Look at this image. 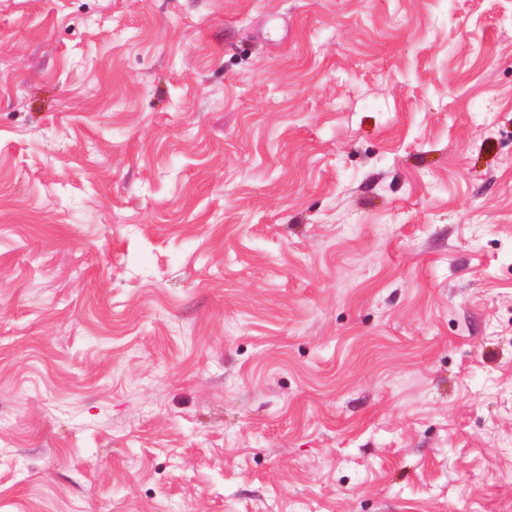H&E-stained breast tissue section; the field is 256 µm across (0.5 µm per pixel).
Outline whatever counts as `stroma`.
Returning a JSON list of instances; mask_svg holds the SVG:
<instances>
[{"mask_svg": "<svg viewBox=\"0 0 512 512\" xmlns=\"http://www.w3.org/2000/svg\"><path fill=\"white\" fill-rule=\"evenodd\" d=\"M0 512H512V0H0Z\"/></svg>", "mask_w": 512, "mask_h": 512, "instance_id": "stroma-1", "label": "stroma"}]
</instances>
